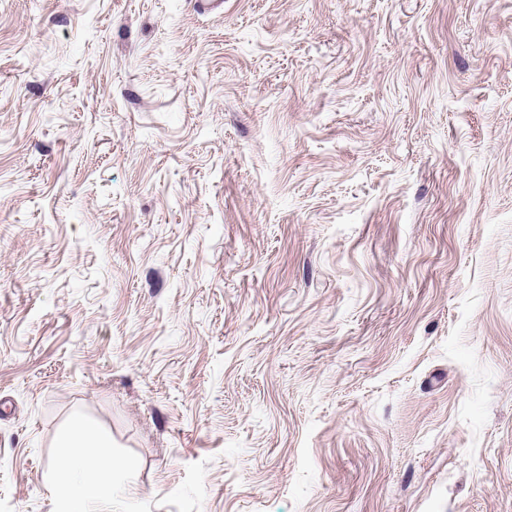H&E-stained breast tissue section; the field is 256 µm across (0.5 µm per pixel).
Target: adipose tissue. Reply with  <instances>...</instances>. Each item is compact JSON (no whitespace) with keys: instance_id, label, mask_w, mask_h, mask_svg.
I'll return each instance as SVG.
<instances>
[{"instance_id":"1","label":"adipose tissue","mask_w":512,"mask_h":512,"mask_svg":"<svg viewBox=\"0 0 512 512\" xmlns=\"http://www.w3.org/2000/svg\"><path fill=\"white\" fill-rule=\"evenodd\" d=\"M58 445L72 454L56 465L51 483L65 500H82L86 495L111 499L116 476L129 473L132 463L120 456H102L101 435L79 416L73 417L59 436Z\"/></svg>"}]
</instances>
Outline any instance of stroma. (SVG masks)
Masks as SVG:
<instances>
[{
    "label": "stroma",
    "instance_id": "1",
    "mask_svg": "<svg viewBox=\"0 0 512 512\" xmlns=\"http://www.w3.org/2000/svg\"><path fill=\"white\" fill-rule=\"evenodd\" d=\"M0 0V512H512V0ZM101 435L80 416L73 417L59 436V448H105ZM132 462L112 455L75 453L56 465L50 483L65 498L67 511L70 500L81 501L86 495L112 500L114 478L129 473Z\"/></svg>",
    "mask_w": 512,
    "mask_h": 512
}]
</instances>
